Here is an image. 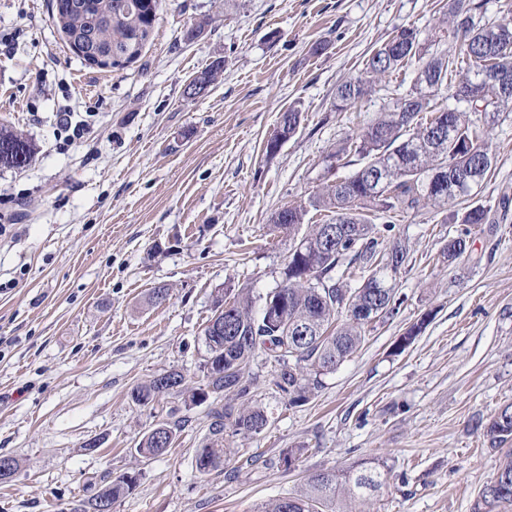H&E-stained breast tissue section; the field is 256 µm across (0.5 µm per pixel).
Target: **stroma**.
<instances>
[{
	"instance_id": "1",
	"label": "stroma",
	"mask_w": 512,
	"mask_h": 512,
	"mask_svg": "<svg viewBox=\"0 0 512 512\" xmlns=\"http://www.w3.org/2000/svg\"><path fill=\"white\" fill-rule=\"evenodd\" d=\"M448 0H165L142 58L112 72L65 45L52 0H0V125L37 146L22 169L0 168V512H72L103 477L137 474L112 512H253L310 473L368 462L384 485L369 512H472L503 450L473 427L512 402V113L487 132L494 163L478 197L490 221L466 254L442 263L460 225L421 208L396 217L407 249L398 313L369 325L363 345L303 403H289L257 357L256 400L270 424L230 440L223 470L199 475L207 405L173 392L131 402L171 370L200 384V337L225 289L254 304L276 288L294 239L269 229L280 208L351 175L326 158L362 133L417 63L336 111L337 85L361 74L395 28L428 52L450 48ZM196 37H189V30ZM200 97L185 86L216 58ZM301 112L275 154L279 116ZM168 297L151 304L153 288ZM428 323L405 349L396 342ZM175 415L166 454L136 453ZM302 449L286 469V449Z\"/></svg>"
}]
</instances>
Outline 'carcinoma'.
Instances as JSON below:
<instances>
[{"instance_id": "cac0c4a2", "label": "carcinoma", "mask_w": 512, "mask_h": 512, "mask_svg": "<svg viewBox=\"0 0 512 512\" xmlns=\"http://www.w3.org/2000/svg\"><path fill=\"white\" fill-rule=\"evenodd\" d=\"M82 10L70 8L71 0H54L53 9L65 19L60 31L69 33L97 28L103 44L112 46L120 71L137 62L150 40L163 0H79ZM484 0H448L451 28L446 36L459 45L454 54L427 53L418 33L401 27L375 48L364 73L341 82L336 88V110L354 105L369 94L373 82L402 69L412 60L420 63L417 86L394 99L366 130L343 140L330 158L341 161L354 154L361 167L351 176L329 183L307 200L281 208L272 219V230L293 234L312 211L327 212L324 224L310 225L304 238L323 232V225L336 227V241L324 251L296 258L290 253L282 282L269 292L259 312L252 299L241 293L220 295L216 307L232 313L231 330L222 336H203L206 355L201 363L202 383L189 390L196 401L201 394L209 404L210 435L196 450L195 462L209 459L211 470L224 467L226 432L260 434L269 425L268 413L252 399L257 380L252 364L263 354L277 365L272 383L294 403L308 399L318 388V376L330 373L365 341V327L377 318L396 312L394 282L407 258L406 248L389 239L392 222L377 224L380 213H406L421 206L438 210L454 208L457 224H487L489 211L475 201L478 187L464 191L459 174L474 171L483 182L492 168L490 153L477 115L512 112V92L495 85L482 87L477 100L467 99L471 87L487 69L512 72V15L481 23ZM224 69V59H215L192 79L209 88ZM465 72L450 87L455 72ZM466 104L452 112L436 106L446 88ZM301 113H282L266 141V152L293 137ZM34 146L22 135L0 127V166L21 169L34 158ZM468 232L448 241L442 258L452 263L467 248ZM299 325L309 334L295 337ZM230 398L222 403L217 396ZM156 381L135 387L131 401L148 406L158 401ZM474 429L500 448L512 441V402L501 406L494 417H479ZM168 447L153 432L144 435L136 452L155 458ZM382 486L381 473L372 468L346 467L310 474L288 499L256 507V512H355V503ZM512 506V456L506 455L490 482L483 486L473 512H502Z\"/></svg>"}]
</instances>
